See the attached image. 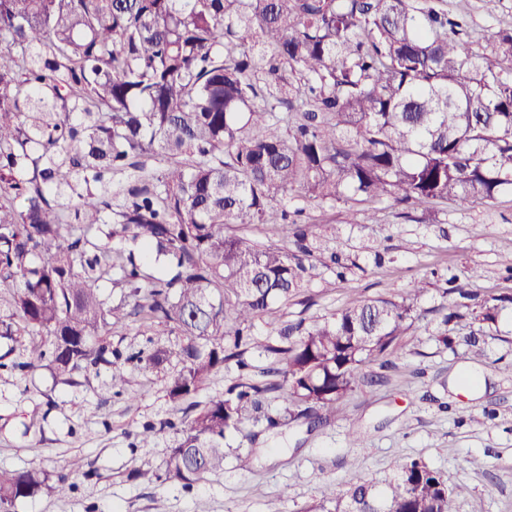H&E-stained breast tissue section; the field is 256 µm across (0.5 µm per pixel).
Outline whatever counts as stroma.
I'll list each match as a JSON object with an SVG mask.
<instances>
[{
    "mask_svg": "<svg viewBox=\"0 0 512 512\" xmlns=\"http://www.w3.org/2000/svg\"><path fill=\"white\" fill-rule=\"evenodd\" d=\"M442 6L481 32L471 46L479 56L490 54L488 36L512 26V0L491 8L485 0H442ZM288 206L304 207L321 226L310 243L315 269L299 296L256 320L255 333L273 340L285 324L309 326L368 298L398 299L421 282L417 318L388 365L360 366L353 391L323 426L311 430L298 420L269 430L252 421L244 433L227 435L223 473L189 490L131 477L137 469L163 470L176 440L168 431L154 447L133 445L144 423L181 417L167 397L178 358L148 372L127 365L129 385L140 393L133 401L103 397L104 371L76 373L67 385L45 369L2 370L0 468H37L50 482L64 474L74 486L64 498L42 488L11 512H153L157 499L168 512H332L327 491L342 495L364 481L384 489L411 459L437 470L448 486H467L458 512H512V304L492 327L472 314L512 294V191L490 204L435 202L409 219L390 199L350 206L296 197ZM334 254L340 264L331 263ZM474 269L479 277H471ZM453 282L471 289V300L449 293ZM464 304L468 314L444 325V315ZM445 336L453 337L452 346L442 344ZM180 341L169 326L133 317L112 328L113 346L124 351L149 353ZM466 372L478 374L477 390L460 385ZM355 432L364 434L362 446L351 443ZM246 454L254 458L248 472L237 467ZM74 457L83 461L77 472L68 468ZM474 457L482 468L471 466Z\"/></svg>",
    "mask_w": 512,
    "mask_h": 512,
    "instance_id": "obj_1",
    "label": "stroma"
}]
</instances>
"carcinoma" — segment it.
Masks as SVG:
<instances>
[{"label":"carcinoma","instance_id":"obj_1","mask_svg":"<svg viewBox=\"0 0 512 512\" xmlns=\"http://www.w3.org/2000/svg\"><path fill=\"white\" fill-rule=\"evenodd\" d=\"M470 44L464 17L421 0H0V288L13 289L0 337L15 343L0 368L46 367L68 384L103 368L133 400L122 363L147 371L173 353L178 405L236 362L239 380L189 422L136 434L137 448L178 434L163 471L134 477L184 490L224 472L226 435L280 389L269 375L288 385L289 416L335 419L359 367L412 326L424 288L250 339L312 277L306 241L321 225L297 224L288 200L418 210L512 189V28L491 36L489 58ZM226 224H293L295 249ZM506 302L478 320L495 323ZM130 313L183 342L112 347L103 337ZM250 350L276 367L253 373ZM46 481L0 469V512ZM464 491L411 461L383 492L354 486L336 512H456Z\"/></svg>","mask_w":512,"mask_h":512}]
</instances>
